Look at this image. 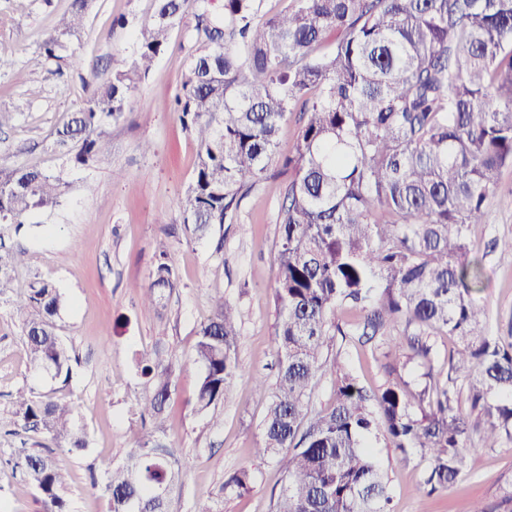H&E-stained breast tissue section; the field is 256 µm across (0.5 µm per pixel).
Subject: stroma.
Listing matches in <instances>:
<instances>
[{"instance_id":"obj_1","label":"stroma","mask_w":512,"mask_h":512,"mask_svg":"<svg viewBox=\"0 0 512 512\" xmlns=\"http://www.w3.org/2000/svg\"><path fill=\"white\" fill-rule=\"evenodd\" d=\"M71 0H0V46L8 48L11 68L0 70V110L13 119L0 130V164L38 165L64 170L70 183L66 199L51 215L35 217L16 244L28 261L13 281L21 291L37 276L52 280L66 297L58 334L80 365L69 388L58 396L70 402L86 425L89 445L72 454L55 448L44 435H0V457L20 449L51 452L70 473L68 498L73 512H105L101 493H90L92 479L108 465L122 462L133 447L140 421L135 414L144 380L134 365L136 352L163 344L175 348L176 391L165 423L168 440L190 468L171 493V512H193L198 499L211 500L216 512H274L281 474L273 459L255 457L267 401L255 394L254 376L273 377L276 354L274 284L277 272L276 215L283 179L260 182L245 198L233 221L197 240L185 231L176 200L190 182L197 146L176 113L165 110L181 89L187 65V37L174 31L149 76L134 91L125 117L108 125L112 142L108 163L75 167L48 146L56 129L96 86L109 76V59L128 53L137 26L153 13V0H94L80 37L69 43L83 60L80 69L57 76L38 46L52 34ZM151 151H142V143ZM124 177L116 181L113 170ZM94 193H86L85 183ZM168 238L176 288L160 306L142 305L134 286L147 282L154 268V242ZM471 252L484 266L481 296L493 333L512 331V251L496 248L512 238V168L503 171L482 223L471 225ZM224 296L241 312L237 346L240 365L228 394L214 415L194 409L202 369L194 360L201 323L213 312L214 296ZM361 317L343 306L336 321L344 330L335 351L368 390L385 381L387 346L383 338L364 343L349 330ZM23 332L0 296V412L11 395L29 381L31 368ZM392 488L394 512H468L480 499L499 500L512 491V443L471 452L464 476L446 493L427 497L417 490L419 456L402 460L376 444ZM254 477L250 492L237 496L225 481L241 467ZM0 512H41L39 496L27 478L0 468Z\"/></svg>"}]
</instances>
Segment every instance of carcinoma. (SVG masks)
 <instances>
[{
    "label": "carcinoma",
    "instance_id": "carcinoma-1",
    "mask_svg": "<svg viewBox=\"0 0 512 512\" xmlns=\"http://www.w3.org/2000/svg\"><path fill=\"white\" fill-rule=\"evenodd\" d=\"M93 0H72L40 48L57 66L79 37ZM261 0H155L151 21L111 78L56 130L53 148L74 166L109 154L104 128L124 118L131 96L165 53L187 15L189 63L171 109L197 143L192 180L179 195L185 230L201 239L233 219L263 179L290 174L276 223L274 285L277 321L275 381L252 378L269 399L254 453L274 459L283 475L275 512H389L385 474L369 438L425 461L419 489L448 491L467 468L468 442L485 448L512 442V339L488 329L477 297L483 279L470 257L469 228L485 217L501 172L512 167V0H289L275 14ZM297 116L291 153L277 154L279 131ZM62 174L38 166L0 165V226L15 231L36 212L53 213L67 194ZM146 285L148 308L175 288L168 246L161 241ZM25 252L0 242V289L8 288ZM360 306L361 335L398 321L394 356L375 396L359 387L339 357L329 358L336 308ZM65 299L47 279L31 281L9 300L24 327L30 366L50 369L67 387L72 356L57 334ZM446 333L448 378L412 384L404 374L429 368L425 336ZM238 309L224 297L200 325L195 361L202 368L194 405L209 413L224 401L240 366ZM176 350L154 346L135 354L146 378L139 401L141 434L126 458L104 471L107 512H169L170 496L188 461L163 440L174 392ZM333 376L332 403L317 409L314 390ZM463 379L469 411L459 405ZM43 434L73 453L88 447L85 427L68 404L27 384L13 395L0 430ZM24 472L42 512H70L68 473L39 452L0 459ZM253 475L238 470L224 489L249 492ZM471 512H512V493L474 503Z\"/></svg>",
    "mask_w": 512,
    "mask_h": 512
}]
</instances>
